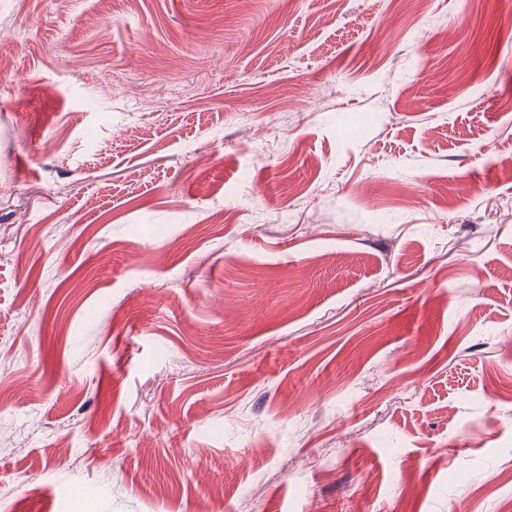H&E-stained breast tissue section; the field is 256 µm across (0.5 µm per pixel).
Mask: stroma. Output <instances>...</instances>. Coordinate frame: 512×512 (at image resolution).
Segmentation results:
<instances>
[{"mask_svg": "<svg viewBox=\"0 0 512 512\" xmlns=\"http://www.w3.org/2000/svg\"><path fill=\"white\" fill-rule=\"evenodd\" d=\"M0 51V512H503L512 0H0Z\"/></svg>", "mask_w": 512, "mask_h": 512, "instance_id": "obj_1", "label": "stroma"}]
</instances>
